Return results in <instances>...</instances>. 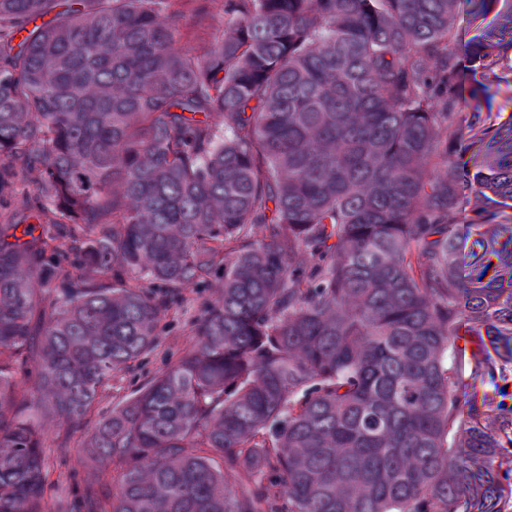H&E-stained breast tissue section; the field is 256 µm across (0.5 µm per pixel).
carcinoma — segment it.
<instances>
[{
	"label": "carcinoma",
	"instance_id": "1",
	"mask_svg": "<svg viewBox=\"0 0 512 512\" xmlns=\"http://www.w3.org/2000/svg\"><path fill=\"white\" fill-rule=\"evenodd\" d=\"M457 2L224 0L198 56L169 0H0V195L39 175L37 223L0 225V512H44L45 413L61 448L89 427L86 512H509L512 407L474 397L457 430L448 351L464 315L498 340L472 376L509 383L512 289L428 166ZM465 176L512 260V123ZM189 287L219 291L193 345L93 419Z\"/></svg>",
	"mask_w": 512,
	"mask_h": 512
}]
</instances>
